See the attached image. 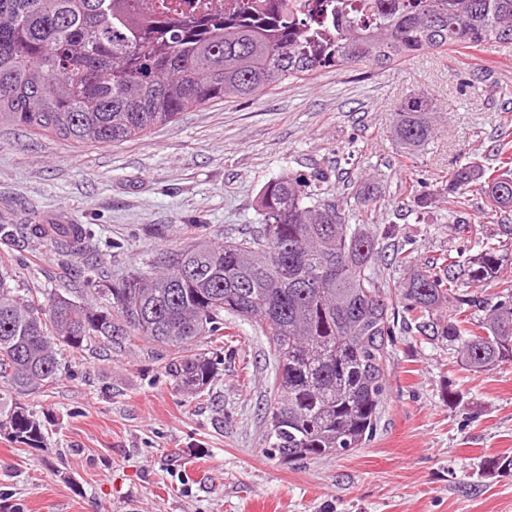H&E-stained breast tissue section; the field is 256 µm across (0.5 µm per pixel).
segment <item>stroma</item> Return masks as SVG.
Wrapping results in <instances>:
<instances>
[{"instance_id":"obj_1","label":"stroma","mask_w":512,"mask_h":512,"mask_svg":"<svg viewBox=\"0 0 512 512\" xmlns=\"http://www.w3.org/2000/svg\"><path fill=\"white\" fill-rule=\"evenodd\" d=\"M412 92L432 99L436 135L404 163L392 131ZM507 127L512 45L497 44L290 79L115 144L75 148L5 125L0 224L61 214L89 240L80 257L34 238L0 241V258L13 287L94 300L199 226L218 241L244 237L269 180L322 167L337 196L366 185L380 195L374 213L350 210L349 222L380 230L377 274L390 280L401 249L421 263L469 258V242L448 235L456 220L495 237L501 218L483 196L467 194L456 216L438 201L414 207L409 187L438 192L470 161L497 169ZM224 321V366L203 400L175 393L167 352L145 340L66 354L56 383L25 398L46 421L44 447L0 434V512H512V364L468 371L397 324L371 441L282 465L263 448L273 348L255 323Z\"/></svg>"}]
</instances>
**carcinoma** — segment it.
<instances>
[{
	"label": "carcinoma",
	"instance_id": "obj_1",
	"mask_svg": "<svg viewBox=\"0 0 512 512\" xmlns=\"http://www.w3.org/2000/svg\"><path fill=\"white\" fill-rule=\"evenodd\" d=\"M180 0H0V124L74 146L138 137L227 97L257 98L290 78L357 65L384 67L429 50L512 44V0H240L235 14L194 17ZM432 100L408 94L393 136L410 160L435 137ZM320 171L268 181L253 235L217 242L200 234L145 271L104 289L94 307L68 293L41 302L0 272V432L45 446V423L22 397L54 383L59 355L134 336L166 346L176 391H209L223 358L202 343L224 339V314L256 323L273 345L278 385L264 408L266 442L281 464L345 455L376 430L387 396L396 309L412 332L442 343L470 371L512 363V224L496 244L474 241L417 266L396 253L397 280L375 267L379 240L352 226ZM512 212V170L457 167L443 202L459 213L468 191ZM66 249L85 231L53 219L0 224ZM498 291L484 298L488 284Z\"/></svg>",
	"mask_w": 512,
	"mask_h": 512
}]
</instances>
